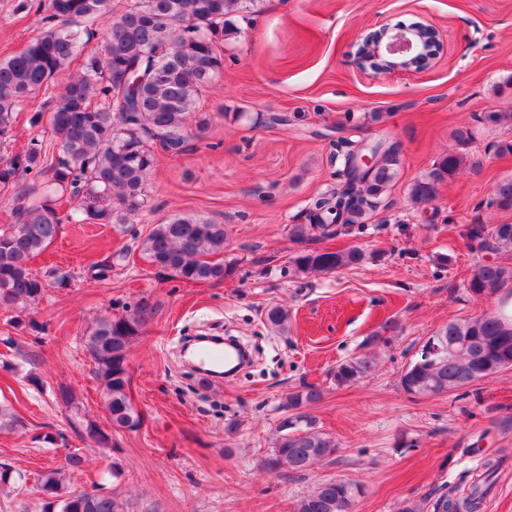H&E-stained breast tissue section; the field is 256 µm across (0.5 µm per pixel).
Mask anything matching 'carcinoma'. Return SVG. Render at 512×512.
Masks as SVG:
<instances>
[{
    "mask_svg": "<svg viewBox=\"0 0 512 512\" xmlns=\"http://www.w3.org/2000/svg\"><path fill=\"white\" fill-rule=\"evenodd\" d=\"M247 0H134L119 16H112V0H48L47 25L22 51L0 59V148L12 137L16 114L43 96L30 127L41 128L48 118L54 141L46 160L44 138L31 136L15 155L0 157V191L15 186L23 175L51 173L49 194L20 208L19 223L0 229V304L34 305L47 287L66 288L72 274L54 267L38 276L30 259L58 234L63 221L126 224L147 202V187L155 163L153 147L183 152L188 119L213 78L224 67L220 44L229 15ZM108 20L102 49L84 51L79 23ZM78 63L66 83L57 77ZM352 150L342 155L344 184L317 197L306 213V223L295 224L290 236L304 243L312 236L330 237L338 228L366 223L370 211L390 188L400 166L395 145L376 146L374 167L358 176L348 168ZM464 154L440 160L431 174L416 181L409 195L416 204L431 202L437 184L464 162ZM65 193L76 202L67 216L58 213L56 197ZM488 205L512 210V177L496 186ZM224 225L198 216L175 215L155 225L138 249L147 262L188 282H220L231 265L213 256L224 252ZM465 238L480 251L512 253V223L466 225ZM365 259L359 247L347 251L303 249L288 259L294 275L333 273ZM512 286V266L499 261L480 263L467 281L475 296ZM155 315L146 300L121 315L100 317L87 336L86 348L103 389L106 412L115 429L134 430L141 417L127 395V354L130 344ZM289 313L282 306L266 312V322L278 332L288 329ZM446 346L430 365L409 362L401 375L402 388L414 395L441 394L465 388L503 368L512 367V323L499 315H483L450 322L437 331ZM375 370L373 357L351 356L336 365L339 385L356 383ZM322 398L315 385L288 393L286 415L277 428L273 454L264 467L286 466L295 472L337 451L336 442L316 430L308 407ZM76 454L67 465L40 475L43 492L59 512H123L109 493L63 492L67 472L80 467ZM503 465L488 459L471 478L467 492L445 499L444 512H483L487 497ZM363 486L342 479L319 483L296 502L293 512H352Z\"/></svg>",
    "mask_w": 512,
    "mask_h": 512,
    "instance_id": "1",
    "label": "carcinoma"
}]
</instances>
